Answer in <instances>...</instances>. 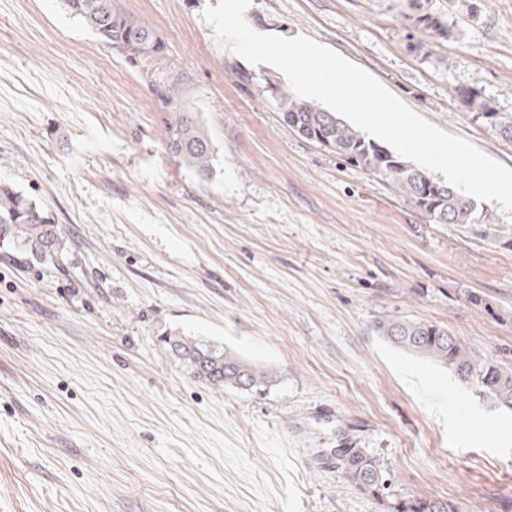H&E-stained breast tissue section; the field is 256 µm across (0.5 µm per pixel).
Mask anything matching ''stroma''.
Listing matches in <instances>:
<instances>
[{
  "label": "stroma",
  "instance_id": "stroma-1",
  "mask_svg": "<svg viewBox=\"0 0 512 512\" xmlns=\"http://www.w3.org/2000/svg\"><path fill=\"white\" fill-rule=\"evenodd\" d=\"M163 56L129 63L64 0H0V184L50 219L53 258L0 234V512H384L335 455L374 456L400 496L512 512V414L371 330L448 327L512 371V212L431 224L279 118L270 65L222 48L219 0H121ZM416 49L406 0H252L258 32L306 36L512 168L464 112L512 113V0H477ZM216 151L200 181L164 145L168 82ZM483 296L488 308L474 306ZM181 330L270 372L215 389L162 342Z\"/></svg>",
  "mask_w": 512,
  "mask_h": 512
}]
</instances>
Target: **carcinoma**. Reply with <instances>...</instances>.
I'll use <instances>...</instances> for the list:
<instances>
[{
  "label": "carcinoma",
  "mask_w": 512,
  "mask_h": 512,
  "mask_svg": "<svg viewBox=\"0 0 512 512\" xmlns=\"http://www.w3.org/2000/svg\"><path fill=\"white\" fill-rule=\"evenodd\" d=\"M418 13L412 24L428 40L457 34L447 13L434 7L433 0H410ZM71 14L80 19L106 46L117 49L133 61L148 60L164 52L165 46L154 30L134 18L121 0H65ZM474 117L488 121V129L500 139L512 142V114H505L476 88L467 87ZM271 92L279 102L280 118L293 132L341 160L380 178L418 210L431 224H478V204L447 183L438 181L385 146L366 138L355 126L318 104L293 96L278 85ZM170 108L165 145L199 179L210 180L215 172L212 139L198 115L180 107L181 89L170 86L165 94ZM0 224L14 242L37 260L54 252L49 221L25 195L0 186ZM373 332L390 344L446 366L463 385L474 386L490 405L512 409V371L489 361L477 362L459 337L448 328L428 322L386 316L373 322ZM169 352L200 381L215 388L253 391L274 381L271 373L251 364L224 345L208 339L168 332L163 339ZM341 468L360 492L383 503L385 512H448V506L427 498L386 494V468L359 448L340 451Z\"/></svg>",
  "instance_id": "obj_1"
}]
</instances>
